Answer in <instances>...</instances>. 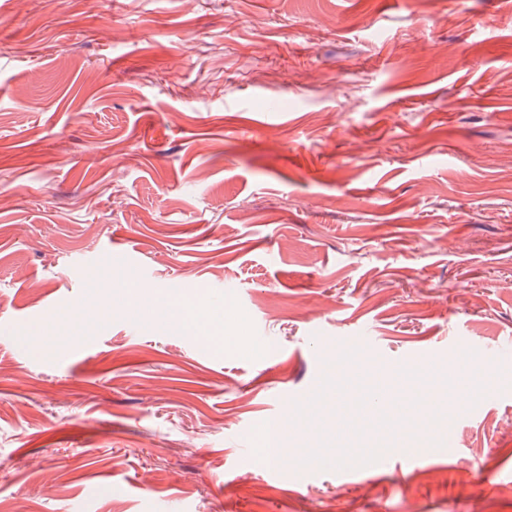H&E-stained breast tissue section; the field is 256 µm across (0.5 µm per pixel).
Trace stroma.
<instances>
[{"mask_svg":"<svg viewBox=\"0 0 512 512\" xmlns=\"http://www.w3.org/2000/svg\"><path fill=\"white\" fill-rule=\"evenodd\" d=\"M359 332L352 365L497 396L415 460L271 476L255 426ZM508 340L512 0H0V499L512 512ZM135 302L143 311L154 314L156 319L169 326L181 327L186 322L184 314L172 303L158 306L160 302L157 300L150 302L138 296H135Z\"/></svg>","mask_w":512,"mask_h":512,"instance_id":"stroma-1","label":"stroma"}]
</instances>
